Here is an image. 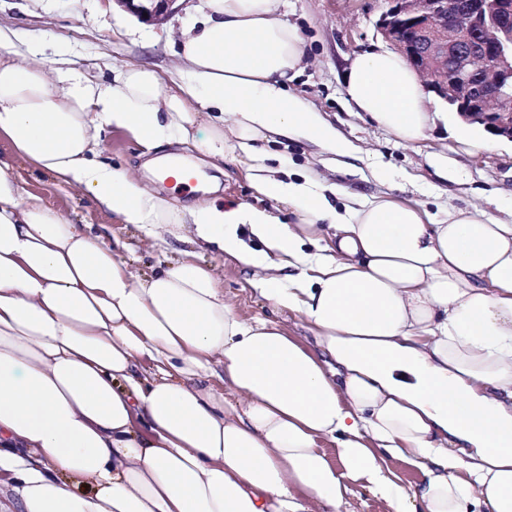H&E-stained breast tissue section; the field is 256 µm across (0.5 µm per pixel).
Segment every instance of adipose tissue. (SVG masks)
<instances>
[{
    "mask_svg": "<svg viewBox=\"0 0 512 512\" xmlns=\"http://www.w3.org/2000/svg\"><path fill=\"white\" fill-rule=\"evenodd\" d=\"M279 9L205 0L170 89L147 66L95 84L0 54V486L18 512H336L354 483L393 512H512V224L387 196L340 210L339 187L273 176L269 133L356 152L290 91L305 47ZM344 92L406 145L432 120L389 49L359 56ZM107 129L148 151L236 155L295 221L178 205L104 157ZM19 160L152 242L184 243L179 259L133 272L90 225L23 192ZM321 224L335 230L324 246ZM203 245L258 275L314 346L242 317ZM390 457L421 471L412 492Z\"/></svg>",
    "mask_w": 512,
    "mask_h": 512,
    "instance_id": "adipose-tissue-1",
    "label": "adipose tissue"
}]
</instances>
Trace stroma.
Listing matches in <instances>:
<instances>
[{"label":"stroma","instance_id":"35a3bbf8","mask_svg":"<svg viewBox=\"0 0 512 512\" xmlns=\"http://www.w3.org/2000/svg\"><path fill=\"white\" fill-rule=\"evenodd\" d=\"M204 4L205 0H178L174 13L153 24L119 9L112 0H0V27L12 33L7 52L21 60H38L51 69L76 66L100 83L111 81L116 68L144 65L168 82L181 66L176 54L179 36L191 21L202 17ZM387 6V0H286L282 17L299 29L307 53L290 89L308 99L359 152L353 158L335 157L306 141L276 137L261 144L269 167L279 178L291 173L309 175L341 186L359 199L388 193L418 203L441 218L451 210L475 207L512 224V141L464 123L435 98L429 104L435 118L426 138L404 145L347 102L344 84L349 66L358 55L382 44L375 22ZM464 133L482 141V148L459 144ZM101 147L114 165L172 194L178 202H189V194L176 188L173 179L160 178L156 168H144L143 150L129 134L105 131ZM165 152L190 158L200 185L219 182L222 202L264 209L281 222L292 223L287 203L257 194L246 168L233 155H226L222 170L217 171L198 149L176 143ZM441 155L448 158L444 178L432 164ZM22 177L25 191L67 211L73 223L104 225L107 236L123 243V256L139 272L151 273L175 259L177 242L146 248L140 231L120 224L82 194L56 187L47 176L29 170ZM200 258L223 278L224 292L241 316L279 322L289 335L313 345L300 314L274 307L234 260L209 251Z\"/></svg>","mask_w":512,"mask_h":512}]
</instances>
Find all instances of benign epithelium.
I'll return each mask as SVG.
<instances>
[{
    "label": "benign epithelium",
    "instance_id": "benign-epithelium-1",
    "mask_svg": "<svg viewBox=\"0 0 512 512\" xmlns=\"http://www.w3.org/2000/svg\"><path fill=\"white\" fill-rule=\"evenodd\" d=\"M161 23L177 0H114ZM377 32L459 118L512 141V0H389Z\"/></svg>",
    "mask_w": 512,
    "mask_h": 512
}]
</instances>
